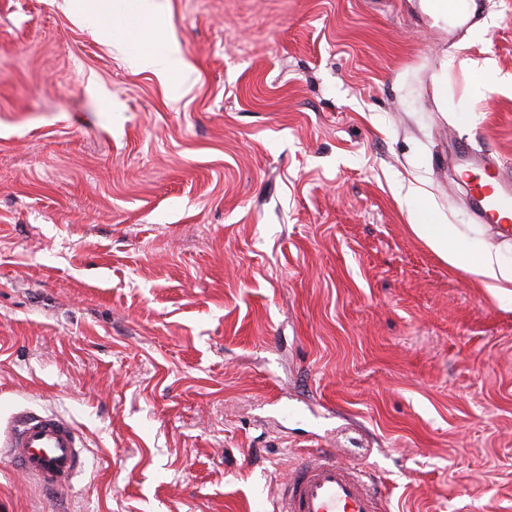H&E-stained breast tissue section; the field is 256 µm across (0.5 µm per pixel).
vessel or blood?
I'll use <instances>...</instances> for the list:
<instances>
[{
  "mask_svg": "<svg viewBox=\"0 0 512 512\" xmlns=\"http://www.w3.org/2000/svg\"><path fill=\"white\" fill-rule=\"evenodd\" d=\"M455 162L462 174L480 173L468 203L475 218L498 237L512 240V166L459 141ZM0 453L17 472L47 493L70 488L85 465L86 449L75 426L50 412L19 411L0 432ZM274 512H388L371 476L340 461L327 448L307 453L274 490Z\"/></svg>",
  "mask_w": 512,
  "mask_h": 512,
  "instance_id": "1",
  "label": "vessel or blood"
}]
</instances>
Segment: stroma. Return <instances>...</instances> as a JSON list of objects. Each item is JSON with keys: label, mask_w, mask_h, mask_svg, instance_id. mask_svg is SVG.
<instances>
[{"label": "stroma", "mask_w": 512, "mask_h": 512, "mask_svg": "<svg viewBox=\"0 0 512 512\" xmlns=\"http://www.w3.org/2000/svg\"><path fill=\"white\" fill-rule=\"evenodd\" d=\"M471 8L0 0V428L90 458L48 494L0 455V512H263L314 448L389 512H512V288L409 220L512 266L451 160L512 163V0ZM159 39L191 75L135 66ZM409 215L412 223L411 230L451 265L481 276L487 281V288H500L495 284L500 281L512 284V267L511 269L501 267L498 259L491 252H483L478 257H474L464 248L448 249V242L451 240L448 225L437 224L434 218L420 210H410Z\"/></svg>", "instance_id": "1"}]
</instances>
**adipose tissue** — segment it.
Wrapping results in <instances>:
<instances>
[{
  "mask_svg": "<svg viewBox=\"0 0 512 512\" xmlns=\"http://www.w3.org/2000/svg\"><path fill=\"white\" fill-rule=\"evenodd\" d=\"M410 219L411 229L417 237L451 265L482 277L491 286L500 281L512 283V268L501 267L492 253L484 252L476 256L464 248H449L451 235L447 225L436 223L423 211H411Z\"/></svg>",
  "mask_w": 512,
  "mask_h": 512,
  "instance_id": "1",
  "label": "adipose tissue"
}]
</instances>
